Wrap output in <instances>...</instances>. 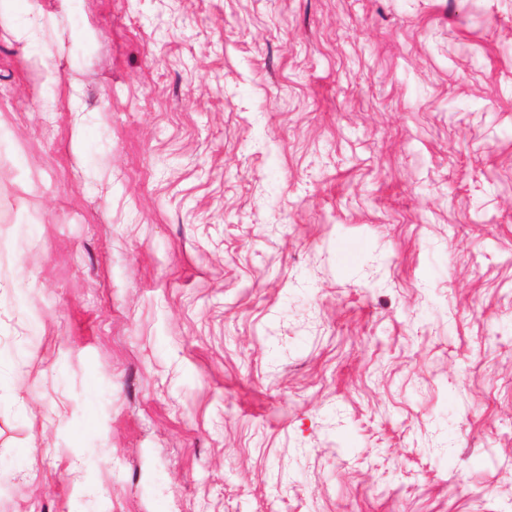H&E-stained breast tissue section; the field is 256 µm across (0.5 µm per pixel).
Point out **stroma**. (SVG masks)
<instances>
[{
	"mask_svg": "<svg viewBox=\"0 0 512 512\" xmlns=\"http://www.w3.org/2000/svg\"><path fill=\"white\" fill-rule=\"evenodd\" d=\"M36 3L0 512H512V0Z\"/></svg>",
	"mask_w": 512,
	"mask_h": 512,
	"instance_id": "obj_1",
	"label": "stroma"
}]
</instances>
